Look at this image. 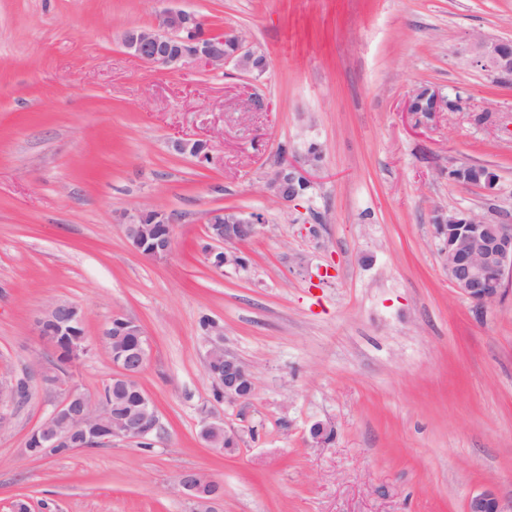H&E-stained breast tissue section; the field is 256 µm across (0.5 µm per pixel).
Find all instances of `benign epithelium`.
<instances>
[{
	"label": "benign epithelium",
	"mask_w": 512,
	"mask_h": 512,
	"mask_svg": "<svg viewBox=\"0 0 512 512\" xmlns=\"http://www.w3.org/2000/svg\"><path fill=\"white\" fill-rule=\"evenodd\" d=\"M203 19L183 9H166L159 13L151 28L128 30L123 35V46L129 54L151 65L178 69L190 60L208 65H222L237 59V65L252 72L264 71L266 57L245 45L242 37H234L235 51L224 53V35H200L198 27ZM472 63L489 70L503 79H512V43L505 39L473 34L469 38ZM180 153L194 154L205 162L210 158L211 145L203 139H180L174 142ZM318 166L309 162L283 158L267 174L265 189L280 202L299 199L295 186L297 179L307 185L314 183L313 172ZM125 234L142 254L153 259L167 257L173 248V233H157L154 223L172 217L157 208L135 209L124 213ZM265 224L258 212L216 209L209 212L205 233L211 246L207 254L212 265L235 269L247 265L236 246L256 237ZM436 234L440 240L439 253L448 280L467 298L483 308L505 297L512 283V224L491 213L478 216L468 211H452L437 217ZM85 319V311L68 301L58 300L47 306L34 328L54 354L67 352L66 365L72 366L87 352L86 340L77 329ZM208 335L215 337L206 352L205 366L219 360L224 372L213 373L215 386L224 400L243 403L250 399L254 389V373L238 357L226 352L217 337L224 328L211 323ZM69 336L67 349L61 347V337ZM109 343L115 336H133L135 341L125 353L113 362L114 372L96 395H87L69 386L68 374L58 373L48 381L65 391L43 422L33 429L25 442L27 454L34 458L53 456L58 450L72 453L81 449L98 448L114 441L142 442L158 434L159 417L153 399L139 392V402L131 410L112 412L106 391L135 387L149 359V340L140 323L123 314L112 317L103 333ZM29 390V383L13 381L0 384V404H16L20 395ZM229 431L223 422L213 420L204 424L201 439L208 447L223 452L224 437ZM186 491L189 512H219L224 500V485L200 470H185L178 476ZM467 512H505L499 499L490 492L469 498Z\"/></svg>",
	"instance_id": "1"
}]
</instances>
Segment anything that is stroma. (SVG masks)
I'll list each match as a JSON object with an SVG mask.
<instances>
[{"mask_svg": "<svg viewBox=\"0 0 512 512\" xmlns=\"http://www.w3.org/2000/svg\"><path fill=\"white\" fill-rule=\"evenodd\" d=\"M166 8L245 35L265 72L131 56L124 33ZM477 32L512 39V0H0V381L31 390L0 406V512H187L189 468L223 483L222 512H466L484 491L512 506V292L478 308L434 237L441 210L512 219V82L471 64ZM421 85L460 111L407 112ZM177 138L209 140L211 160ZM310 141L311 194L276 202L266 174ZM461 165L502 193L453 180ZM141 207L174 218L166 259L124 234ZM229 207L266 218L243 269L205 252L209 211ZM60 299L86 312L85 393L112 376V316L144 328L151 447L27 455L59 399L34 322ZM206 317L256 375L247 402L215 396ZM208 417L237 448L204 444Z\"/></svg>", "mask_w": 512, "mask_h": 512, "instance_id": "stroma-1", "label": "stroma"}]
</instances>
